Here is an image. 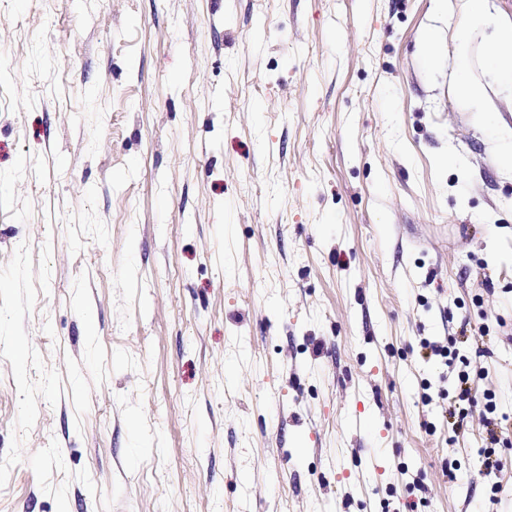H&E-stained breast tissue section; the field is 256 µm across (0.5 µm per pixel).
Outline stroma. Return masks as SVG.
<instances>
[{
	"mask_svg": "<svg viewBox=\"0 0 512 512\" xmlns=\"http://www.w3.org/2000/svg\"><path fill=\"white\" fill-rule=\"evenodd\" d=\"M462 6L0 0V512H512V0ZM512 46V22L499 26L496 42L488 50L491 66L504 79L512 81V54L503 53L504 46Z\"/></svg>",
	"mask_w": 512,
	"mask_h": 512,
	"instance_id": "obj_1",
	"label": "stroma"
}]
</instances>
